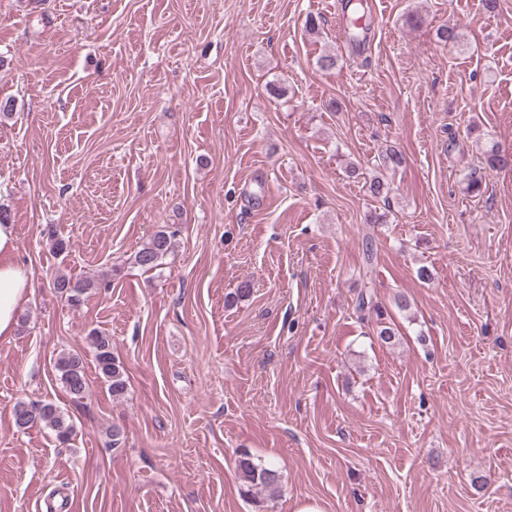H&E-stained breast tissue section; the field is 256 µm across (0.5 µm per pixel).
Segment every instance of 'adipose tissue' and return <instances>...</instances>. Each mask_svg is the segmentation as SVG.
<instances>
[{
	"label": "adipose tissue",
	"mask_w": 512,
	"mask_h": 512,
	"mask_svg": "<svg viewBox=\"0 0 512 512\" xmlns=\"http://www.w3.org/2000/svg\"><path fill=\"white\" fill-rule=\"evenodd\" d=\"M17 249L15 224H0V339L13 336L19 309L33 291L31 270L14 259Z\"/></svg>",
	"instance_id": "adipose-tissue-1"
}]
</instances>
